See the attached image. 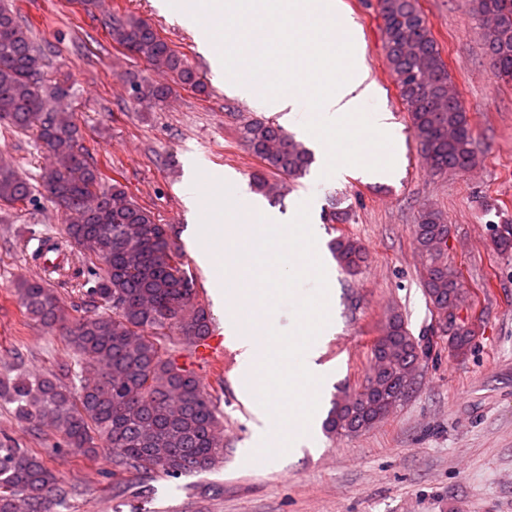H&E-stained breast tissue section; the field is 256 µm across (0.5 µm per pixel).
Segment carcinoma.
I'll return each instance as SVG.
<instances>
[{"mask_svg":"<svg viewBox=\"0 0 512 512\" xmlns=\"http://www.w3.org/2000/svg\"><path fill=\"white\" fill-rule=\"evenodd\" d=\"M472 11L498 18L486 29V56L497 75L512 81V0H469ZM391 76L411 114L422 157L439 173L464 172L475 163L467 112L448 90L451 78L442 51L417 0H378ZM112 42L143 59L152 69L198 93L204 84L178 53L146 21L131 16L108 26ZM48 59L30 22L12 5L0 3V121L19 131L36 130L42 147L57 163L43 171L44 191L65 215L64 237L83 254L74 273L85 297L81 315L67 313L54 289L42 281L16 288L26 313L48 328H58L76 359L70 366L33 375L20 368L0 378V399L14 405L16 418L35 434L55 427V447L84 458L105 444L115 466L136 472L143 492L159 476L177 478L215 469L224 456V422L213 394L196 373L167 354L178 342L187 348L211 334L212 317L197 300V288L180 263V252L166 225L138 204L126 187L112 180L99 191L103 172L80 143L64 101L70 89L45 88ZM248 149L265 168L297 179L313 163L312 153L282 127L253 121L241 129ZM32 201L29 183L0 162V203ZM451 227L441 211L422 209L413 241L423 267V289L433 311L460 304L465 283L443 246ZM499 250L512 252V224L495 232ZM328 250L344 272L354 275L367 259L363 244L340 235ZM475 331L463 321L455 352L467 353ZM431 341H412L401 314L386 320L372 357L386 360L390 390L405 398L399 374L422 362ZM377 414L349 398H337L323 422L330 435H350L375 425ZM71 490L39 455L0 441V512H59Z\"/></svg>","mask_w":512,"mask_h":512,"instance_id":"cac0c4a2","label":"carcinoma"}]
</instances>
